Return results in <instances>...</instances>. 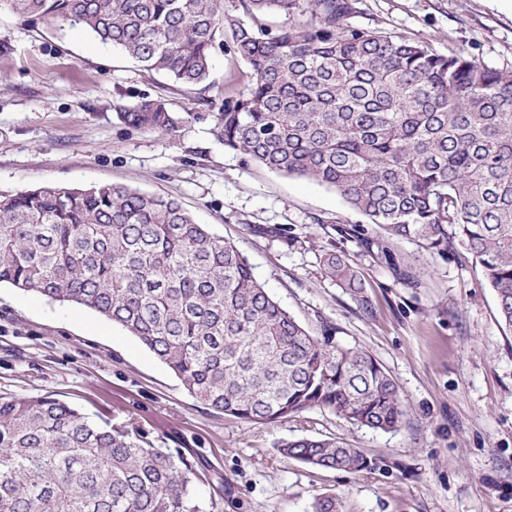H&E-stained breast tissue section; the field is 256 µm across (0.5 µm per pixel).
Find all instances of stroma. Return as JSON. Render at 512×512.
Here are the masks:
<instances>
[{
	"instance_id": "obj_1",
	"label": "stroma",
	"mask_w": 512,
	"mask_h": 512,
	"mask_svg": "<svg viewBox=\"0 0 512 512\" xmlns=\"http://www.w3.org/2000/svg\"><path fill=\"white\" fill-rule=\"evenodd\" d=\"M353 26L512 68V0H360ZM0 194L40 186H124L178 200L247 257L256 278L312 335L366 350L393 377L406 421L393 432L312 409L283 421L218 415L136 338L95 313L0 286V395H50L91 420L133 416L159 448L181 450L222 490L212 512H310L333 494L351 512H512V328L462 246L433 253L392 240L335 189L276 174L224 147L200 99L244 89L248 66L212 60L207 87L143 70L60 21L0 9ZM162 99L176 131L120 124L119 106ZM342 254L362 288L341 287L323 255ZM333 438L377 468L313 467L281 442Z\"/></svg>"
}]
</instances>
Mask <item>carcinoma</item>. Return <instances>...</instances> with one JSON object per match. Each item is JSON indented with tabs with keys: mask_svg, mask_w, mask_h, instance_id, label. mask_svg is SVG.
Returning a JSON list of instances; mask_svg holds the SVG:
<instances>
[{
	"mask_svg": "<svg viewBox=\"0 0 512 512\" xmlns=\"http://www.w3.org/2000/svg\"><path fill=\"white\" fill-rule=\"evenodd\" d=\"M0 0L25 18L67 21L147 71L207 82L216 50L251 70L215 113L224 145L283 175L335 189L388 238L474 256L512 327V70L349 19L357 0ZM288 24L271 30L265 15ZM307 16L296 22L295 16ZM173 131L160 99L116 113ZM327 274L356 292L335 252ZM84 307L153 352L188 393L250 423L327 410L390 432L406 410L367 351L311 335L269 294L237 247L174 199L124 187H40L0 195V284ZM313 467L376 466L360 449L303 437L281 444ZM193 461L154 447L132 420L94 425L50 396H0V512H206ZM311 512H346L319 495Z\"/></svg>",
	"mask_w": 512,
	"mask_h": 512,
	"instance_id": "cac0c4a2",
	"label": "carcinoma"
}]
</instances>
